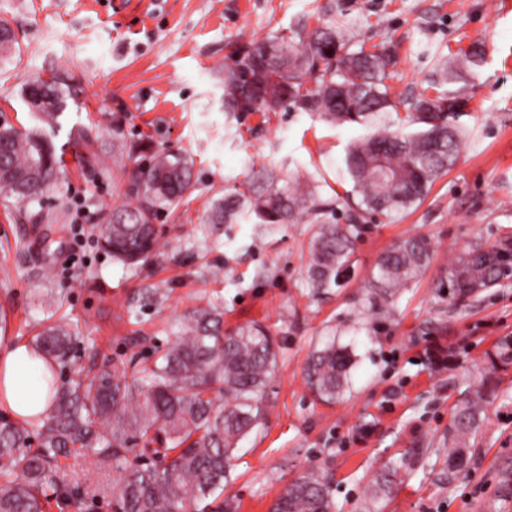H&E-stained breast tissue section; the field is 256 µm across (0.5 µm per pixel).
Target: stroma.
<instances>
[{
    "label": "stroma",
    "mask_w": 512,
    "mask_h": 512,
    "mask_svg": "<svg viewBox=\"0 0 512 512\" xmlns=\"http://www.w3.org/2000/svg\"><path fill=\"white\" fill-rule=\"evenodd\" d=\"M1 23L19 50L0 61V126L37 125L21 94L28 78L67 72L76 95L46 131L63 174L39 202L0 206V342L70 322L80 342L57 371L63 385L95 363L146 360L175 340L181 314L210 300L225 329L259 323L278 353L265 420L240 444L230 488L238 512H270L312 471L329 478L340 512H357L388 462L400 468L385 512H486L500 470L512 466V370L500 375L469 473L449 484L435 451L448 441L463 372L512 336V282L448 302L451 261L473 242L512 235V0H0ZM331 24L352 48L391 47L387 85L401 113L419 95L444 93L434 81L443 56L478 43L485 61L468 81L455 166L419 206L363 219L350 277L314 298L304 286L311 225L201 218L219 189L267 168L317 185L346 220V148L365 127L224 110V71L241 44ZM87 126L102 164L85 162L73 140ZM140 144L192 156L193 188L157 221L152 260L129 267L100 249L96 230L125 201L124 168ZM413 235L431 244L427 268L387 310L371 308L379 256ZM149 288L158 291L151 300ZM332 339L355 364L349 391L329 405L312 396L304 370ZM450 351L458 369L434 360Z\"/></svg>",
    "instance_id": "1"
}]
</instances>
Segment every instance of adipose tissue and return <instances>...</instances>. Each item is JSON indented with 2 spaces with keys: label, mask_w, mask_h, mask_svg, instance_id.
Masks as SVG:
<instances>
[{
  "label": "adipose tissue",
  "mask_w": 512,
  "mask_h": 512,
  "mask_svg": "<svg viewBox=\"0 0 512 512\" xmlns=\"http://www.w3.org/2000/svg\"><path fill=\"white\" fill-rule=\"evenodd\" d=\"M57 377L48 358L35 354L23 342L0 351V407L16 419L46 416Z\"/></svg>",
  "instance_id": "1"
}]
</instances>
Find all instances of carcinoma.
Listing matches in <instances>:
<instances>
[{
  "mask_svg": "<svg viewBox=\"0 0 512 512\" xmlns=\"http://www.w3.org/2000/svg\"><path fill=\"white\" fill-rule=\"evenodd\" d=\"M473 44L449 54L439 66L442 81L465 83L483 62ZM395 64L385 44L353 50L336 26L253 40L238 52L235 66L224 71V111L317 112L327 123L357 124L371 132L354 141L346 167L358 202L348 223L336 222V202L321 198L317 186L281 179L273 172L253 174L224 188L205 211L204 224H235L242 216L258 224H311L305 286L313 296L340 285L353 269L361 234V214L387 218L424 201L434 182L455 165L463 129L454 113L466 109L463 88L435 99L409 103L402 128L383 120L395 109L386 80ZM42 123L50 124L66 107L70 85L60 74L28 81L22 88ZM58 160L41 128L24 132L0 127V204L31 203L56 175ZM193 162L184 155L157 151L150 161L128 172L127 201L112 210L121 218L101 229L102 247L117 261L147 263L156 249L155 220L174 212L191 189ZM430 242L412 236L388 250L376 264L370 284L382 301L416 280L428 265ZM512 274V240L476 243L448 267V295L478 298ZM77 338L68 322L32 336L30 346L61 365ZM271 336L258 324L224 332V313L208 302L183 316L179 336L154 352L144 364L123 362L91 377H79L58 390L49 414L35 421L0 417V512H44L47 490L56 502L78 504L85 496L118 500L120 512H235L224 491L233 482L232 461L239 442L263 419V393L276 367ZM353 354L327 342L308 359L305 380L317 399L332 403L350 387ZM512 368V336L486 353L480 380L454 404L448 447L442 457L448 484L465 474L472 448L486 428L495 395L494 376ZM131 376H126L127 370ZM37 446H32V443ZM159 456V465L135 464V448ZM96 456L122 471L115 486L68 483L60 478L62 457ZM395 464L371 479L360 512H379L391 494ZM495 501L512 503V469L501 471ZM327 480L314 472L290 483L271 512H336Z\"/></svg>",
  "mask_w": 512,
  "mask_h": 512,
  "instance_id": "cac0c4a2",
  "label": "carcinoma"
}]
</instances>
